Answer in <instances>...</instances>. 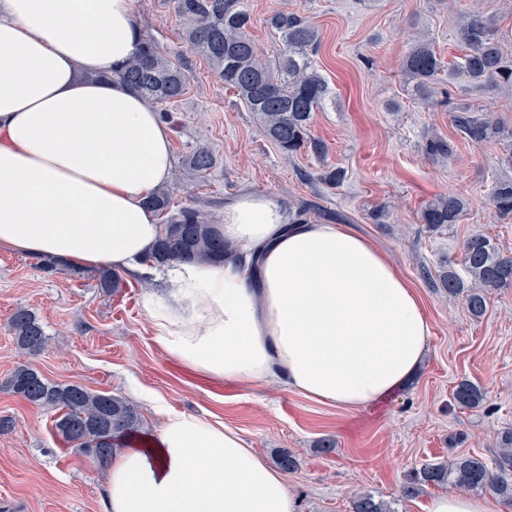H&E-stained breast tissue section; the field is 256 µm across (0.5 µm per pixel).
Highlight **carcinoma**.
Listing matches in <instances>:
<instances>
[{
    "instance_id": "carcinoma-1",
    "label": "carcinoma",
    "mask_w": 512,
    "mask_h": 512,
    "mask_svg": "<svg viewBox=\"0 0 512 512\" xmlns=\"http://www.w3.org/2000/svg\"><path fill=\"white\" fill-rule=\"evenodd\" d=\"M170 2L181 22L186 47L205 58L224 85L259 117L265 137L289 156L305 149L318 155L324 152L323 143L311 137L310 123L313 112L322 108L329 97L330 88L314 61L318 31L305 17L283 11L270 17L271 27L280 33V45L271 63L262 57L251 37L252 18L246 0ZM455 37L466 49L460 68L472 83L512 87V61L503 55L501 34L492 17L472 8L458 22ZM402 69L410 95L430 99L442 70L434 46L425 39L417 40L405 55ZM118 77L163 112L169 111V105L176 103L186 90L183 68L151 37L143 39L142 50L122 67ZM450 112L452 125L469 143L480 146L492 140L508 141L509 149L500 163L503 169H512V126L465 103L453 104ZM425 151L431 156L449 157L454 146L432 138ZM214 163V156L206 147L196 149L189 158V167L199 175L206 174ZM489 201L500 219L512 217V177L494 178ZM151 205L164 223L150 261L159 265L210 264L234 255L235 248L192 200L176 206L170 192L158 191ZM466 209L462 197L441 195L423 207L420 220L439 229L459 223ZM98 282L108 292L116 293L121 288L120 277L109 270L99 271ZM440 287L450 296L462 297L470 315L479 318L486 312L487 291L512 287V256L503 255L489 236L473 234L463 242L461 268L448 266L440 274ZM9 325L17 344L28 353L35 355L47 347L44 327L30 310L16 308ZM7 389L32 406L61 410L55 421L58 435L100 465L119 452L117 442L137 434L142 425L138 407L132 402L82 385L52 383L28 366L15 369ZM452 398L457 407L474 409L485 400V392L472 381L462 379L455 385ZM497 446L492 466L471 454L459 455L447 465H425L403 486L402 496L413 498L424 486L446 485L460 490H489L512 503V428L498 433ZM353 512L393 510L364 493L353 501Z\"/></svg>"
}]
</instances>
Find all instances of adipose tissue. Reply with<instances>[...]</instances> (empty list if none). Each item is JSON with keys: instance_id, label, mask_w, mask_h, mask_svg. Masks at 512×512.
<instances>
[{"instance_id": "ef3b65f1", "label": "adipose tissue", "mask_w": 512, "mask_h": 512, "mask_svg": "<svg viewBox=\"0 0 512 512\" xmlns=\"http://www.w3.org/2000/svg\"><path fill=\"white\" fill-rule=\"evenodd\" d=\"M141 48L134 0H0V250L143 274L172 175L171 129L118 78ZM223 264L166 269L146 308L195 369L358 411L404 388L431 328L409 281L343 224L291 222L240 193ZM155 453L127 448L102 512H301L282 471L224 423L158 406Z\"/></svg>"}]
</instances>
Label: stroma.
<instances>
[{
    "label": "stroma",
    "instance_id": "35a3bbf8",
    "mask_svg": "<svg viewBox=\"0 0 512 512\" xmlns=\"http://www.w3.org/2000/svg\"><path fill=\"white\" fill-rule=\"evenodd\" d=\"M252 37L274 60L278 34L268 25L277 10L307 17L320 37L316 67L330 96L314 112L312 135L326 151L282 153L261 132L255 113L226 89L208 63L180 38V23L166 0H135L142 35L185 68L189 82L168 118L176 201L192 198L213 220L242 191L271 197L295 213L310 204L308 221L348 225L368 239L418 292L431 327L430 352L416 379L378 404L344 411L272 384L200 373L156 342L146 309L160 280L123 275L121 292L98 286L92 270L47 273L37 257L0 251V416L12 429L0 434V512H101L105 472L54 433L55 411L30 406L6 383L25 364L58 384H79L138 406L142 432L131 443L155 447L160 415L143 399L150 392L175 412L194 413L238 430L266 460L285 450L298 467L288 474L301 512H352L368 492L392 512H427L448 486H427L417 497L403 486L429 463L461 454L493 461L496 436L512 427V288L488 292L487 311L473 318L463 301L439 287L443 268L458 263L472 233L490 236L512 256V220H499L489 203L492 174L505 142L474 146L457 139L451 102L464 98L512 123V90L471 87L462 72L441 74L430 102L408 95L401 63L414 40L431 39L444 62L464 51L455 22L469 0H247ZM453 139L452 156H428L427 141ZM208 147L215 165L206 175L188 170V157ZM344 179L330 186L325 171ZM440 194L465 198L461 222L438 230L420 222L425 204ZM33 312L49 337L39 354L21 350L9 328L16 308ZM479 385L484 405L462 410L452 391L461 379ZM335 440L331 454L315 443Z\"/></svg>",
    "mask_w": 512,
    "mask_h": 512
}]
</instances>
